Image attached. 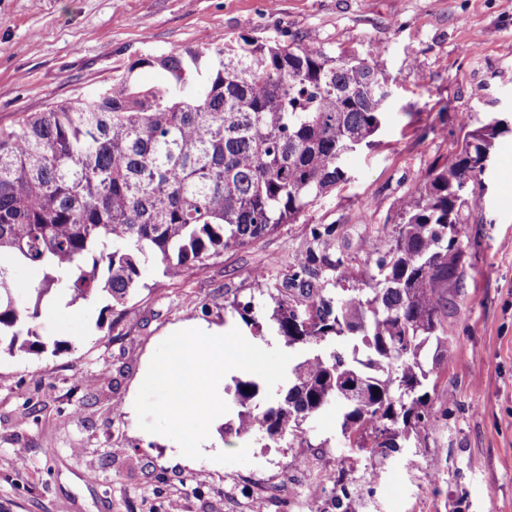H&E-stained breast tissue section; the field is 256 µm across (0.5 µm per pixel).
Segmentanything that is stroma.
Here are the masks:
<instances>
[{
  "label": "stroma",
  "instance_id": "1",
  "mask_svg": "<svg viewBox=\"0 0 512 512\" xmlns=\"http://www.w3.org/2000/svg\"><path fill=\"white\" fill-rule=\"evenodd\" d=\"M219 33L295 37L367 59L392 90L388 120L349 158V181L295 221L175 280L145 264L143 289L116 309L104 295L48 300L37 325L45 351L0 353V458L25 451L22 468H0V512H337L343 491L358 512H512V0H0V126L125 72L154 84L162 71L135 60ZM464 116L507 128L469 197L471 265L442 315L448 358L430 381L448 414L417 447H346L334 406L305 421L307 448L225 436L220 416L201 458L187 459L139 428L140 379L173 331L237 328L279 347L270 331L244 326L231 301L268 314L286 297L305 309L284 284L312 249L348 263L350 287L376 273L400 200L455 149ZM316 224L336 231L313 243ZM312 463L338 476L317 497L303 474Z\"/></svg>",
  "mask_w": 512,
  "mask_h": 512
}]
</instances>
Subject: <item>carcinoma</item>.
<instances>
[{"label":"carcinoma","mask_w":512,"mask_h":512,"mask_svg":"<svg viewBox=\"0 0 512 512\" xmlns=\"http://www.w3.org/2000/svg\"><path fill=\"white\" fill-rule=\"evenodd\" d=\"M137 65L167 79L143 86L130 68L104 90L0 128V344L11 355L44 351L36 324L51 294L105 293L122 306L143 287L144 263L176 279L296 219L350 179L347 158L374 145L386 118L376 65L295 39L219 38ZM504 130L466 131L421 176L377 273L355 293L335 299L315 286L322 268L352 280L342 259L311 252L297 263L286 287L309 313L278 299L266 321L306 353L274 399L260 377H232L224 434L309 448L304 421L334 402L352 448H398L427 432L443 401L423 390L433 372L423 352L431 342L437 356L448 351L441 314L471 265L467 190ZM17 264L37 275L23 295ZM230 306L262 328L252 302ZM337 337L353 342L352 358L322 347Z\"/></svg>","instance_id":"carcinoma-1"}]
</instances>
